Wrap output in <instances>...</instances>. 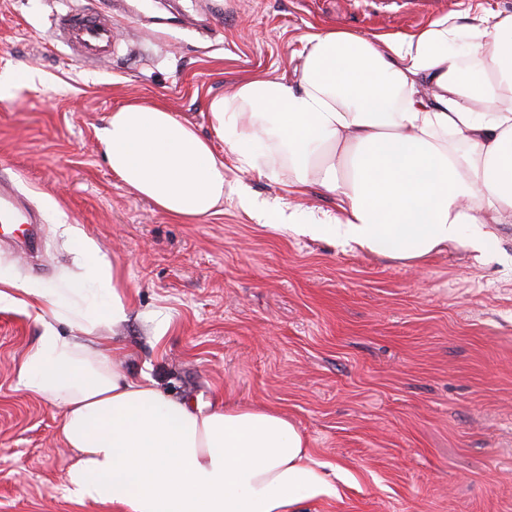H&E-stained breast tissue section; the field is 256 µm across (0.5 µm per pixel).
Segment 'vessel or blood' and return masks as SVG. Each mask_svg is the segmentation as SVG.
<instances>
[{
	"instance_id": "obj_1",
	"label": "vessel or blood",
	"mask_w": 512,
	"mask_h": 512,
	"mask_svg": "<svg viewBox=\"0 0 512 512\" xmlns=\"http://www.w3.org/2000/svg\"><path fill=\"white\" fill-rule=\"evenodd\" d=\"M54 23L61 27L66 42L82 62L97 64L111 58L112 21L106 15L76 9L57 16ZM40 222V216L18 193L13 179L0 172V226L22 228L23 246L35 250L41 242Z\"/></svg>"
}]
</instances>
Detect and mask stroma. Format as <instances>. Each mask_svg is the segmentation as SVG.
I'll return each mask as SVG.
<instances>
[{"instance_id":"stroma-1","label":"stroma","mask_w":512,"mask_h":512,"mask_svg":"<svg viewBox=\"0 0 512 512\" xmlns=\"http://www.w3.org/2000/svg\"><path fill=\"white\" fill-rule=\"evenodd\" d=\"M85 6L115 33L93 67L52 30ZM491 12L512 0H0V76L38 75L0 99V169L43 217L39 250L0 247V270L57 287L78 270L65 226L93 240L132 305L127 368L175 397L288 414L337 489L310 512H512V223L492 225L493 254L453 246L414 268L265 223L241 197L312 215L336 200L232 166L218 212L171 217L113 177L98 142L132 96L208 134L210 96L293 75L318 27L374 39L445 19L464 56ZM40 334L32 307L0 303V512H113L71 500L61 412L18 383Z\"/></svg>"}]
</instances>
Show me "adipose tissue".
I'll list each match as a JSON object with an SVG mask.
<instances>
[{
  "label": "adipose tissue",
  "mask_w": 512,
  "mask_h": 512,
  "mask_svg": "<svg viewBox=\"0 0 512 512\" xmlns=\"http://www.w3.org/2000/svg\"><path fill=\"white\" fill-rule=\"evenodd\" d=\"M454 33L444 20L379 42L318 28L304 39L295 80L251 76L232 98H209L212 137L156 100L128 99L108 115L101 153L122 185L182 220L204 219L223 203L230 157L263 176L287 171L290 193L315 186L335 196L333 217L275 214L276 224L313 238L415 265L449 246L491 253L486 218L512 222V15L481 18L469 69L448 50ZM420 79L433 88L429 98L416 94ZM257 141L268 147L267 165L246 149ZM70 238L81 258L76 287L23 288L0 274V302L37 310L42 334L18 382L61 412L76 503L302 512L335 497L287 414L170 397L125 369L120 347L101 350V331L129 319L127 290L91 241Z\"/></svg>",
  "instance_id": "1"
}]
</instances>
